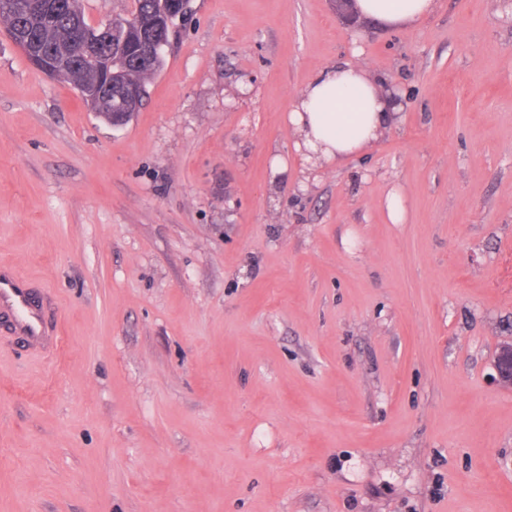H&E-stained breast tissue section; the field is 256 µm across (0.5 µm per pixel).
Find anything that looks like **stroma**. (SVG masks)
Masks as SVG:
<instances>
[{"label": "stroma", "instance_id": "stroma-1", "mask_svg": "<svg viewBox=\"0 0 512 512\" xmlns=\"http://www.w3.org/2000/svg\"><path fill=\"white\" fill-rule=\"evenodd\" d=\"M191 6L121 128L0 29V260L62 338L0 322V512H512V0ZM345 61L400 115L304 166ZM359 14L391 26L410 27L430 15L437 0H355ZM498 384L506 387L512 386V344L501 346L494 364Z\"/></svg>", "mask_w": 512, "mask_h": 512}]
</instances>
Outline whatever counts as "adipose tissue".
I'll use <instances>...</instances> for the list:
<instances>
[{"instance_id": "ef3b65f1", "label": "adipose tissue", "mask_w": 512, "mask_h": 512, "mask_svg": "<svg viewBox=\"0 0 512 512\" xmlns=\"http://www.w3.org/2000/svg\"><path fill=\"white\" fill-rule=\"evenodd\" d=\"M355 7L384 24L409 27L430 15L436 0H356ZM393 119L382 81L351 62L318 71L288 115L297 153L309 163L336 166L376 141Z\"/></svg>"}]
</instances>
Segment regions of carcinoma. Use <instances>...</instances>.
Segmentation results:
<instances>
[{"label":"carcinoma","mask_w":512,"mask_h":512,"mask_svg":"<svg viewBox=\"0 0 512 512\" xmlns=\"http://www.w3.org/2000/svg\"><path fill=\"white\" fill-rule=\"evenodd\" d=\"M31 0H0V26L9 37L22 33L30 34L42 48L60 47L71 41L74 26L88 25L82 11L81 0H64L67 16L50 20L37 11L28 10ZM133 13L140 27L126 38L127 48H101L99 55L112 54V90L100 85V61L88 60L82 51H76L71 64L78 66L87 86L97 87L103 97H112V103H103L98 108L107 112H135L146 95V83L165 65L164 46L153 43L157 37L168 36L166 17L158 10V0H134Z\"/></svg>","instance_id":"obj_1"}]
</instances>
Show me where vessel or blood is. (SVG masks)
Masks as SVG:
<instances>
[{"mask_svg": "<svg viewBox=\"0 0 512 512\" xmlns=\"http://www.w3.org/2000/svg\"><path fill=\"white\" fill-rule=\"evenodd\" d=\"M0 315L6 316L18 337L37 352L47 354L60 347V337L48 334L43 311L22 280L0 275Z\"/></svg>", "mask_w": 512, "mask_h": 512, "instance_id": "b4317fda", "label": "vessel or blood"}]
</instances>
